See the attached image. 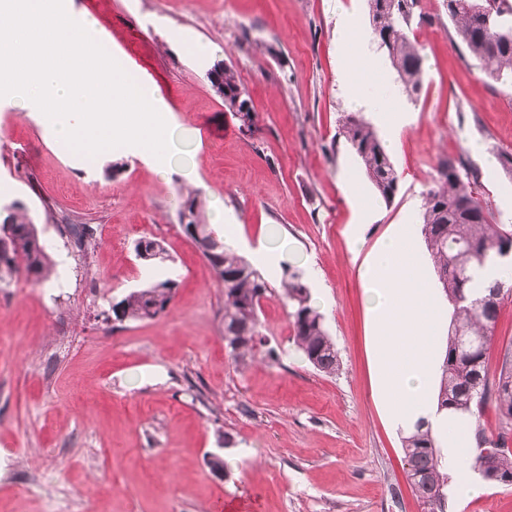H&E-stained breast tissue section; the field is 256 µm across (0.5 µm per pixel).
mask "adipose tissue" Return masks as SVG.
I'll return each instance as SVG.
<instances>
[{
  "label": "adipose tissue",
  "mask_w": 512,
  "mask_h": 512,
  "mask_svg": "<svg viewBox=\"0 0 512 512\" xmlns=\"http://www.w3.org/2000/svg\"><path fill=\"white\" fill-rule=\"evenodd\" d=\"M358 273L375 329V388L389 426L405 433L417 422L428 423L444 438L457 487L463 494H478L471 470L459 463L466 445L463 426L456 416L440 411L433 396L448 304L428 275L414 225L395 226L366 254Z\"/></svg>",
  "instance_id": "adipose-tissue-1"
}]
</instances>
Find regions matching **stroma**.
Here are the masks:
<instances>
[{
  "mask_svg": "<svg viewBox=\"0 0 512 512\" xmlns=\"http://www.w3.org/2000/svg\"><path fill=\"white\" fill-rule=\"evenodd\" d=\"M75 21L95 19L112 57L179 126L194 168L156 173L122 146L117 171L64 153L38 114L0 97V202L29 209L57 264L54 283L19 279L0 288V512H421L406 477L402 434L373 392L372 329L358 263L345 236L363 227L370 251L394 224H414L440 158L478 173L476 189L500 224L512 222V177L497 158L512 150V87L488 79L453 39L442 0H423L418 42L425 79L409 100L389 61L369 43L364 79L390 92L404 116L390 155L399 175L380 200L338 128L354 111L340 41L351 17L370 35L366 0H64ZM276 55H269L267 46ZM231 62L247 88L256 129L245 134L206 73ZM208 128L202 140L199 128ZM479 152L469 150V143ZM204 184L240 254L276 245L260 270L280 285L292 267L322 295L320 311L340 370L317 372L292 342L283 306L263 300L265 347L235 365L224 342V290L182 231L180 184ZM57 215L98 227L82 263L46 221ZM143 236L169 259L135 256ZM172 279L169 309L152 321L107 322L129 291ZM275 358H268V350ZM234 458L214 475L209 454ZM448 512H512V487L448 496Z\"/></svg>",
  "mask_w": 512,
  "mask_h": 512,
  "instance_id": "1",
  "label": "stroma"
}]
</instances>
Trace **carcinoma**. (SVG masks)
<instances>
[{
  "mask_svg": "<svg viewBox=\"0 0 512 512\" xmlns=\"http://www.w3.org/2000/svg\"><path fill=\"white\" fill-rule=\"evenodd\" d=\"M422 0H367L372 34L384 38L382 54L410 98L423 88V59L409 30L415 18H423ZM456 36L470 56L483 64L493 80L512 85V0H443ZM212 69L218 82L211 83L224 100V107L245 125L253 110L249 94L232 63L215 61ZM339 136L362 163L363 171L377 195L391 202L399 188L394 164L373 125L361 113L342 119ZM476 175L461 160L439 159L433 184L423 194L419 220L427 253L442 291L453 306L448 348L438 385V408L460 411L470 416L468 433L475 454L467 460L484 473L485 481L512 486V352L497 365L489 364L493 329L504 300L512 296V286L495 283L484 287L474 278V269L501 256L512 242V227L494 222L488 205L474 188ZM178 217L188 214L186 232L202 257L214 269L224 288V341L231 359L239 365L264 344L260 332L261 302L275 296L288 310L293 341L304 359L317 371L334 375L340 369L336 343L328 334L324 317L312 300L310 288L301 276L284 269L280 289L269 282L245 257L224 242V237L208 224L206 202L197 188L178 190ZM0 219V286L24 277L36 283L51 281L55 264L39 236L26 208L12 202L3 207ZM78 257L85 261L96 247L93 224L68 220L58 225ZM136 257L162 263L168 255L161 241L144 236L135 244ZM177 284L159 280L146 288L132 290L110 306L105 319L151 321L167 311ZM495 409V431L482 422L484 411ZM407 458V477L423 512H447L451 476L445 466L437 437L430 430H417L402 438Z\"/></svg>",
  "mask_w": 512,
  "mask_h": 512,
  "instance_id": "carcinoma-1",
  "label": "carcinoma"
}]
</instances>
